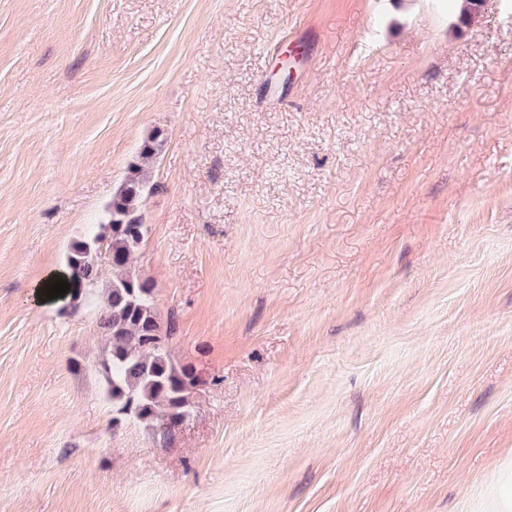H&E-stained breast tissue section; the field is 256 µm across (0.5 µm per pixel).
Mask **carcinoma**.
<instances>
[{"label":"carcinoma","mask_w":512,"mask_h":512,"mask_svg":"<svg viewBox=\"0 0 512 512\" xmlns=\"http://www.w3.org/2000/svg\"><path fill=\"white\" fill-rule=\"evenodd\" d=\"M164 142L159 130L142 142L137 161L108 205V223L89 239L71 245L62 280L78 298L82 287L95 284L97 250L105 246L113 276L101 298L100 327L109 347L99 365L112 396V425L134 419L154 433L170 436L190 416L189 392L197 385V375L193 367L171 359L173 328L162 324L152 285L132 266L147 232L140 209L147 169Z\"/></svg>","instance_id":"1"}]
</instances>
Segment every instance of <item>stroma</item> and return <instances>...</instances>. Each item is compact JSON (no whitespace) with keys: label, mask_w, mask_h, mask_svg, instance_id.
<instances>
[{"label":"stroma","mask_w":512,"mask_h":512,"mask_svg":"<svg viewBox=\"0 0 512 512\" xmlns=\"http://www.w3.org/2000/svg\"><path fill=\"white\" fill-rule=\"evenodd\" d=\"M155 130L168 438L38 292ZM509 458L512 6L0 0V512H483Z\"/></svg>","instance_id":"stroma-1"}]
</instances>
